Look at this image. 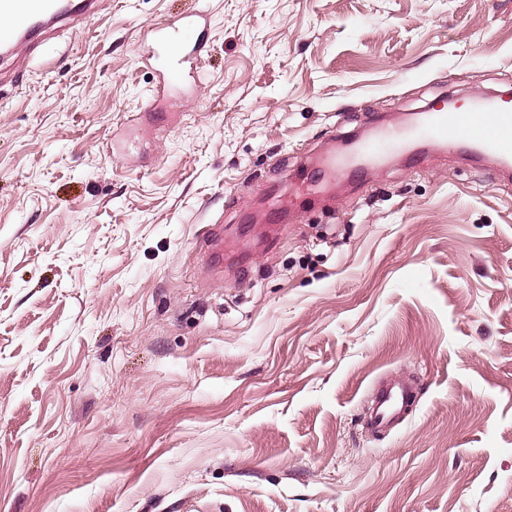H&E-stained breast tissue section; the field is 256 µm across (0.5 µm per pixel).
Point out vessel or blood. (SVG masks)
<instances>
[{
	"instance_id": "b4317fda",
	"label": "vessel or blood",
	"mask_w": 512,
	"mask_h": 512,
	"mask_svg": "<svg viewBox=\"0 0 512 512\" xmlns=\"http://www.w3.org/2000/svg\"><path fill=\"white\" fill-rule=\"evenodd\" d=\"M100 0H0V55H13L54 24L69 17L98 15ZM209 10L206 5L176 20L147 28L153 55L162 61L168 82L184 78L185 65L203 51ZM418 129L428 139L448 147L468 146L476 155L494 158L500 169L512 168V98H486L471 111L448 112L438 107L420 112ZM389 145L388 136L368 138L352 149L362 162L379 159ZM413 398V387L391 378L374 391L369 421L379 430L394 424Z\"/></svg>"
}]
</instances>
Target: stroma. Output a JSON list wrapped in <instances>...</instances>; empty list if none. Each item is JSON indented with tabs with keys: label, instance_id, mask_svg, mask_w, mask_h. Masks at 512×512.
<instances>
[{
	"label": "stroma",
	"instance_id": "obj_1",
	"mask_svg": "<svg viewBox=\"0 0 512 512\" xmlns=\"http://www.w3.org/2000/svg\"><path fill=\"white\" fill-rule=\"evenodd\" d=\"M194 2L0 60V512H512V178L409 120L512 91V0H206L171 90ZM209 10L205 3L174 21L152 23L147 28L153 56L161 60L169 83H179L184 78L185 63L195 60L206 45ZM389 137L386 135L377 138H368L358 142L352 152L360 162H370L379 159L389 145ZM413 399V386L405 380L390 378L373 392L369 421L371 425L384 430L394 424Z\"/></svg>",
	"mask_w": 512,
	"mask_h": 512
}]
</instances>
